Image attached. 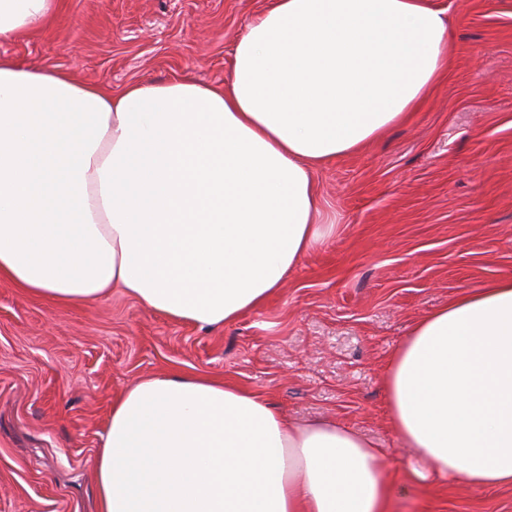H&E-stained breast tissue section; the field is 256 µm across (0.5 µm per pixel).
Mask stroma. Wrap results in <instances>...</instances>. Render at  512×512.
<instances>
[{"instance_id": "35a3bbf8", "label": "stroma", "mask_w": 512, "mask_h": 512, "mask_svg": "<svg viewBox=\"0 0 512 512\" xmlns=\"http://www.w3.org/2000/svg\"><path fill=\"white\" fill-rule=\"evenodd\" d=\"M272 0H61L0 42L17 64L120 90L223 86L233 45ZM454 56L410 122L315 174L325 241L260 307L209 330L124 289L60 306L0 280V512H98L113 399L178 368L260 391L293 421L330 419L381 450L392 512H512V489L416 478L389 421L386 365L416 321L512 278V0H437Z\"/></svg>"}]
</instances>
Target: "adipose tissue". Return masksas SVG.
<instances>
[{
  "label": "adipose tissue",
  "mask_w": 512,
  "mask_h": 512,
  "mask_svg": "<svg viewBox=\"0 0 512 512\" xmlns=\"http://www.w3.org/2000/svg\"><path fill=\"white\" fill-rule=\"evenodd\" d=\"M59 0H0V40ZM434 0H273L223 87L114 92L0 57V276L69 305L126 290L218 329L274 295L326 230L314 174L407 122L446 78ZM390 422L429 470L512 488V279L417 321L387 363ZM99 512H389L378 451L329 421L179 371L112 402Z\"/></svg>",
  "instance_id": "ef3b65f1"
}]
</instances>
